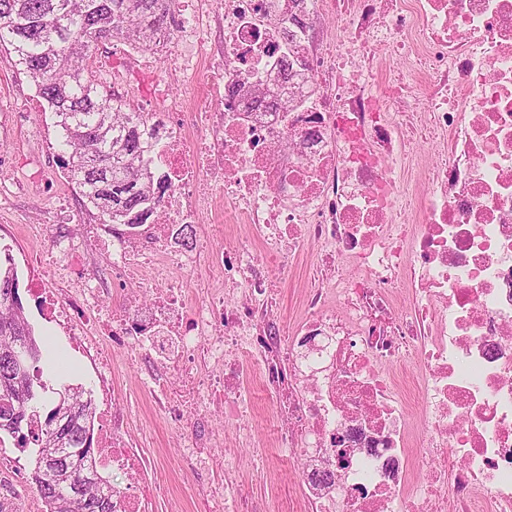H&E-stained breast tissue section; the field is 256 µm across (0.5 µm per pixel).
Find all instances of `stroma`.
<instances>
[{
    "instance_id": "1",
    "label": "stroma",
    "mask_w": 512,
    "mask_h": 512,
    "mask_svg": "<svg viewBox=\"0 0 512 512\" xmlns=\"http://www.w3.org/2000/svg\"><path fill=\"white\" fill-rule=\"evenodd\" d=\"M59 140L52 112L37 98L15 56L0 50V243L10 246L23 286L32 276L34 253L54 240L53 235L41 237L33 231L38 221L35 203L46 207L63 203L82 223L99 222L97 211L83 206L59 165ZM21 298L37 341L47 340L56 347L70 383L95 389L97 378L88 360L45 320L39 300L26 292ZM112 380L117 396L128 400L133 409L132 433L157 463L154 476L165 490L159 512H192L189 494L193 478L179 462V434L141 390L140 372L134 363L118 361ZM257 438L271 449L264 472L256 471L251 450L233 428H224L215 454L235 458V478L253 497L262 499L269 512H286L288 500L299 486L297 472L292 460L273 451L274 441L266 429H259ZM13 465L20 468L22 477L8 484L11 512H46L31 480L28 454L14 448L12 439L7 438L0 442V470Z\"/></svg>"
}]
</instances>
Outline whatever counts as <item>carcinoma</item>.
<instances>
[{"instance_id":"1","label":"carcinoma","mask_w":512,"mask_h":512,"mask_svg":"<svg viewBox=\"0 0 512 512\" xmlns=\"http://www.w3.org/2000/svg\"><path fill=\"white\" fill-rule=\"evenodd\" d=\"M173 0H0V47L17 57L55 116L61 168L103 224L129 230L168 192L156 176L160 124L84 78L106 33L144 48ZM44 415V429L30 414ZM97 405L55 370L24 314L9 246L0 247V435L32 457L31 479L47 512H112V483L88 462Z\"/></svg>"}]
</instances>
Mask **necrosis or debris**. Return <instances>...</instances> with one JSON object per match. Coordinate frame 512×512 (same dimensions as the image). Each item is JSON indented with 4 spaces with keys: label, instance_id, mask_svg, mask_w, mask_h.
<instances>
[{
    "label": "necrosis or debris",
    "instance_id": "4bbe7bcc",
    "mask_svg": "<svg viewBox=\"0 0 512 512\" xmlns=\"http://www.w3.org/2000/svg\"><path fill=\"white\" fill-rule=\"evenodd\" d=\"M288 5L174 0L153 51L102 75L166 133L163 204L96 239L153 294L103 307L75 239L28 283L96 367L92 455L129 477L112 512L162 495L112 390L120 351L190 472L216 464L214 420L251 439L257 386L301 459L290 512H512V0H312L292 43ZM434 139L438 159L414 152ZM207 214L248 231L213 249L188 233ZM311 245L291 322L269 297ZM204 260L224 277L196 297ZM224 470L195 512H265Z\"/></svg>",
    "mask_w": 512,
    "mask_h": 512
}]
</instances>
